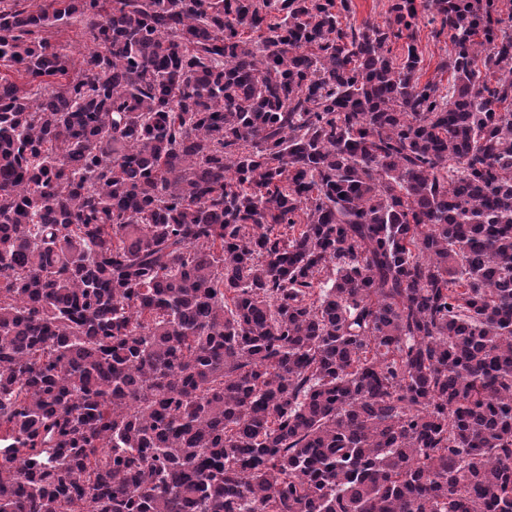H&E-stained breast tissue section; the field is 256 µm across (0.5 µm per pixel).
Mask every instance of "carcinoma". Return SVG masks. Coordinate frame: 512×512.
<instances>
[{
	"instance_id": "carcinoma-1",
	"label": "carcinoma",
	"mask_w": 512,
	"mask_h": 512,
	"mask_svg": "<svg viewBox=\"0 0 512 512\" xmlns=\"http://www.w3.org/2000/svg\"><path fill=\"white\" fill-rule=\"evenodd\" d=\"M350 13L0 0V512H512V0ZM388 0H352L350 20L356 27L365 22L383 25L388 14ZM433 25L427 24V18H421L416 33L417 43L423 51L424 69L422 81L436 77L442 80L443 85H448V72L441 74L437 65L441 58L448 55V40L444 37L439 39L433 36ZM58 37L69 43L71 54L78 62L87 49L93 47L92 37L88 29L79 24L63 27Z\"/></svg>"
}]
</instances>
